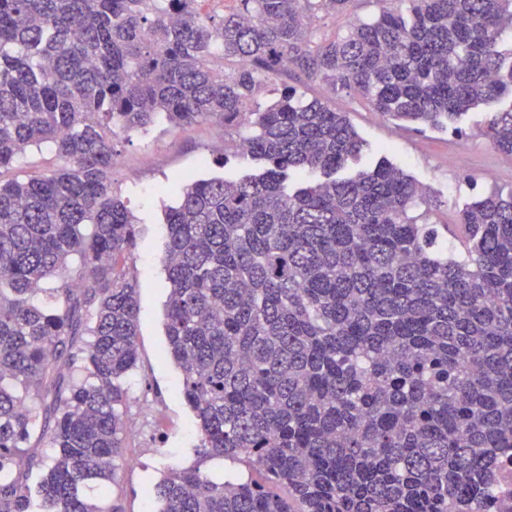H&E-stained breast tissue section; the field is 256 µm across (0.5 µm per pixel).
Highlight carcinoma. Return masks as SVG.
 Segmentation results:
<instances>
[{"label":"carcinoma","mask_w":512,"mask_h":512,"mask_svg":"<svg viewBox=\"0 0 512 512\" xmlns=\"http://www.w3.org/2000/svg\"><path fill=\"white\" fill-rule=\"evenodd\" d=\"M198 2L0 0V170L44 143L60 161L0 179V512H123L84 493L117 482L138 360L112 138L161 114L245 125L244 156L270 168L172 185L165 356L200 443L156 512H512V191L430 224L402 168L338 176L364 147L348 113L290 86L257 107L293 70L400 128L451 124L512 95V0H410L332 39L314 20L351 0H237L217 23ZM482 135L511 157L512 108ZM59 365L86 376L63 388ZM215 459L262 481L217 482Z\"/></svg>","instance_id":"obj_1"}]
</instances>
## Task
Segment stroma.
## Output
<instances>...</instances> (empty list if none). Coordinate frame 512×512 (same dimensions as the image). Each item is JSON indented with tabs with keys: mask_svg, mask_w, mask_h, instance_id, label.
I'll use <instances>...</instances> for the list:
<instances>
[{
	"mask_svg": "<svg viewBox=\"0 0 512 512\" xmlns=\"http://www.w3.org/2000/svg\"><path fill=\"white\" fill-rule=\"evenodd\" d=\"M382 8L381 0H351L346 15L317 19L314 26L326 38L342 35L349 24L369 20ZM298 89L348 113L364 140L361 158L348 162L347 173L384 159L393 162L429 196L434 222L457 223L461 210L492 187L512 188V157L495 150L480 133L490 112L512 106L510 98L470 110L443 128L408 131L373 112L358 94H334L321 83L307 81L299 82ZM245 133L242 125L204 122L176 127L161 119L148 132L114 140L123 163L112 175V190L136 219L135 245L127 264L140 287L138 361L125 381L122 412L124 418H139L143 429L122 434L119 482L111 495L124 512H152L150 490L168 469L191 465L198 443L194 414L176 389L179 371L163 355L168 294L163 216L175 197L163 193L162 187L176 180L263 172L265 163L233 150Z\"/></svg>",
	"mask_w": 512,
	"mask_h": 512,
	"instance_id": "35a3bbf8",
	"label": "stroma"
}]
</instances>
